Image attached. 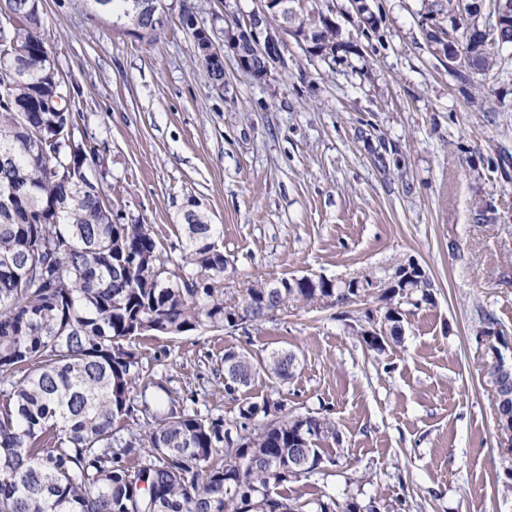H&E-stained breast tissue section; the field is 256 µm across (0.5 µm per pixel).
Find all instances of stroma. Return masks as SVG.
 Instances as JSON below:
<instances>
[{
    "label": "stroma",
    "mask_w": 512,
    "mask_h": 512,
    "mask_svg": "<svg viewBox=\"0 0 512 512\" xmlns=\"http://www.w3.org/2000/svg\"><path fill=\"white\" fill-rule=\"evenodd\" d=\"M332 5L342 41L358 53L328 69L287 37V69L255 80L233 57L212 84L180 24L193 6L215 39L225 17L254 0H166L154 37L116 28L94 0H42L39 35L73 89L81 133L105 141L104 186L115 212L151 224L166 244L194 197L218 224L235 270L225 299L255 278H387L415 258L434 283L432 305L410 312L400 347L368 350L335 308H291L247 333L200 329L143 342L146 368L174 398L232 419L245 402L280 394L289 409L327 414L340 431L326 476L289 484L290 496L403 499L406 512H512V454L498 446L494 401L480 371L476 308L512 337V179L486 161L512 155V55L491 112L433 56L418 20L424 0H373L365 34L350 0ZM392 146L375 164L371 139ZM492 204L480 223L472 203ZM297 353L280 388L258 380L228 395L216 375L228 349Z\"/></svg>",
    "instance_id": "obj_1"
}]
</instances>
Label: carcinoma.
<instances>
[{
  "mask_svg": "<svg viewBox=\"0 0 512 512\" xmlns=\"http://www.w3.org/2000/svg\"><path fill=\"white\" fill-rule=\"evenodd\" d=\"M485 0L483 34L461 0H427L419 26L430 52L452 48L448 75L462 84L503 74L512 47V12ZM16 12L0 31V512H377L355 496L292 497L285 487L326 475L336 423L321 412L291 411L266 425L268 400L247 402L233 421L202 416L188 402L159 401L137 340L224 328L240 313L262 321L290 305L348 308L369 301L388 319L381 353L398 346L405 311L432 302L433 287L397 264L395 288L375 296L344 279L257 280L224 302V253L217 225L186 199L182 238L164 245L136 218L116 222L102 182L100 149L80 156L56 136L62 112L46 102L67 89L50 57H35L41 0H6ZM293 36L329 67L348 62L331 15L299 6ZM203 58L195 17L181 13ZM222 383L236 393L259 378L286 383L298 355L275 350L256 359L224 353ZM483 369L512 413V379ZM145 420L136 432L129 419ZM238 437L243 447L233 448Z\"/></svg>",
  "mask_w": 512,
  "mask_h": 512,
  "instance_id": "obj_1",
  "label": "carcinoma"
}]
</instances>
